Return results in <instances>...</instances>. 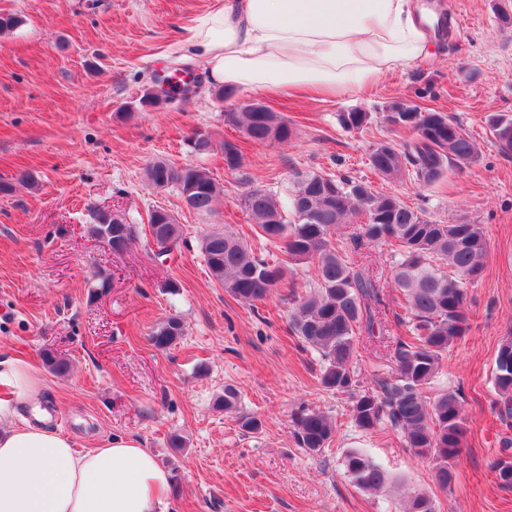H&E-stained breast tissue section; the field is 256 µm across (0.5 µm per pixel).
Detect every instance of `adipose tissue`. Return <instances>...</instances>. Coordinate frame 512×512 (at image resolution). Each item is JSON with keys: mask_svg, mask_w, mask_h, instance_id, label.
<instances>
[{"mask_svg": "<svg viewBox=\"0 0 512 512\" xmlns=\"http://www.w3.org/2000/svg\"><path fill=\"white\" fill-rule=\"evenodd\" d=\"M437 16L414 0H215L190 37L227 91L359 92L431 55ZM0 512H164L170 475L130 439L78 450L47 425L15 426L10 403L38 398L28 366L0 360Z\"/></svg>", "mask_w": 512, "mask_h": 512, "instance_id": "1", "label": "adipose tissue"}]
</instances>
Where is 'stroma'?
<instances>
[{"label": "stroma", "mask_w": 512, "mask_h": 512, "mask_svg": "<svg viewBox=\"0 0 512 512\" xmlns=\"http://www.w3.org/2000/svg\"><path fill=\"white\" fill-rule=\"evenodd\" d=\"M214 0H0L20 19L0 34V360L26 363L41 381V408H17L14 422L36 423L71 436L81 450L110 438L137 440L168 470L166 512H399L407 492L429 494L437 512H512V489L492 469L512 457V418H502L491 369L500 343L512 337V155L489 128L495 113L512 114V26L499 7L512 0H423L453 17L431 57L397 69L362 93L262 101L295 130L287 143L257 145L225 125V110L246 93L218 101L200 57L188 42L197 18ZM188 67L195 92L156 111L139 98L157 75ZM403 101L446 113L471 136L477 162L454 167L430 185L379 177L368 161L380 140L402 144L413 133L386 121ZM369 113L357 130L339 115ZM208 134L213 149L189 153L185 140ZM237 142L243 163L224 167V140ZM158 159L204 168L222 192L213 216L188 210L173 189L143 179ZM326 171L399 196L447 224H480L488 250L478 280L467 288L470 329L432 384L460 393L465 434L456 478L438 489L430 460L404 448L392 429L359 430L351 399L324 390L320 362L288 332L293 302L279 288L249 306L212 280L202 237L229 227L253 232L241 204L248 185L285 195L293 170ZM29 172L33 185L14 183ZM113 212L143 224L154 208L169 210L183 235L169 255L146 236L115 253L88 233L89 211ZM357 264L384 284L374 334L357 339L356 391L372 394L389 376L388 356L403 330L399 293L391 284L387 246L353 251ZM110 286L96 287L95 272ZM176 292H169V285ZM175 315L186 330L171 347L148 336ZM69 362L51 371L45 352ZM263 427L243 433L216 402L225 386ZM320 408L338 423L329 448L313 454L294 442L291 416L300 405ZM184 448L169 447L171 435ZM370 454L392 477L385 492L366 494L344 474L343 455Z\"/></svg>", "instance_id": "35a3bbf8"}]
</instances>
